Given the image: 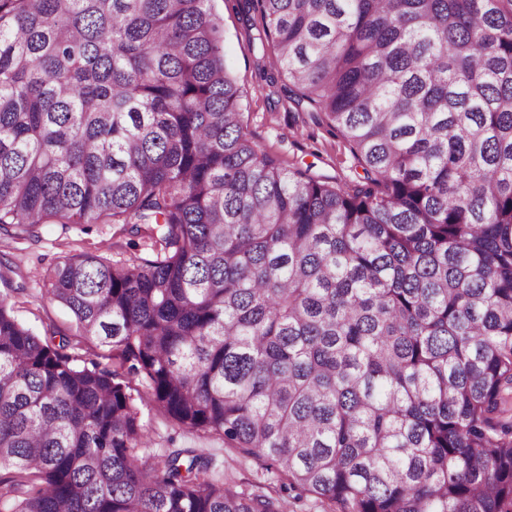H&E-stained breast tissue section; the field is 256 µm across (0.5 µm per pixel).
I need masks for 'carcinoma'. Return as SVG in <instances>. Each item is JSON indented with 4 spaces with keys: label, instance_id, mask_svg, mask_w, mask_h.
I'll return each mask as SVG.
<instances>
[{
    "label": "carcinoma",
    "instance_id": "carcinoma-1",
    "mask_svg": "<svg viewBox=\"0 0 512 512\" xmlns=\"http://www.w3.org/2000/svg\"><path fill=\"white\" fill-rule=\"evenodd\" d=\"M215 2L0 0V232L153 246L48 275L110 368L0 294V512H284L144 399L327 512H512V0H242L350 181L255 149ZM142 424L148 435L149 447L137 448V455L159 461L162 456L183 448H194L212 458L215 472L229 467L237 481V490L245 494H270L288 502V512H323L324 506L311 494L284 489L285 476L261 458H242L226 450L217 435L190 433L176 421L164 416L152 404L141 406ZM282 486V489H281ZM276 491V493L274 492Z\"/></svg>",
    "mask_w": 512,
    "mask_h": 512
}]
</instances>
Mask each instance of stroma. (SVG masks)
<instances>
[{
  "instance_id": "1",
  "label": "stroma",
  "mask_w": 512,
  "mask_h": 512,
  "mask_svg": "<svg viewBox=\"0 0 512 512\" xmlns=\"http://www.w3.org/2000/svg\"><path fill=\"white\" fill-rule=\"evenodd\" d=\"M216 9L224 27V54L242 91L243 128L257 150L277 157L284 167H313L315 172L343 180L355 178L357 163L348 144L326 127L306 121L284 95L286 78L268 85L258 72L261 54L252 38L262 25L258 11L242 12L235 0H217ZM93 254L112 263L150 257L149 243L130 235L119 224L41 225L32 237L0 235V271L9 280L0 288L18 318L41 340L59 342L68 337L76 343L83 361L111 364L107 349L80 341L73 317L48 293V272L64 258ZM148 447L138 449L152 461L183 448L196 449L211 458L215 471L232 470L238 491L276 494L288 504V512H324L313 495L286 490L285 478L261 458H243L226 450L216 435L191 433L150 404L141 408Z\"/></svg>"
}]
</instances>
